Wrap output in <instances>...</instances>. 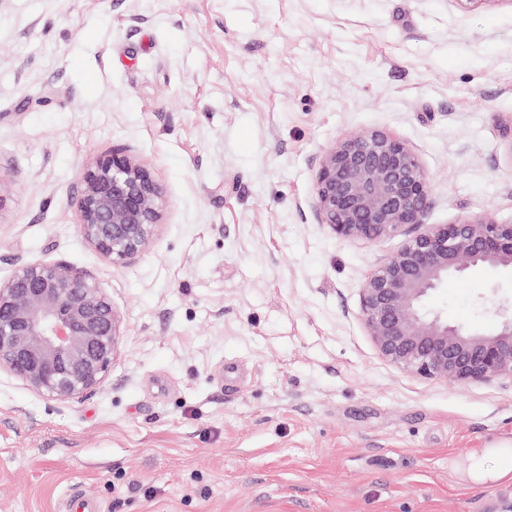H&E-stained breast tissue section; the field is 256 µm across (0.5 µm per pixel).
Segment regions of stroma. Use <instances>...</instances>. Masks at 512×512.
<instances>
[{
	"label": "stroma",
	"instance_id": "obj_1",
	"mask_svg": "<svg viewBox=\"0 0 512 512\" xmlns=\"http://www.w3.org/2000/svg\"><path fill=\"white\" fill-rule=\"evenodd\" d=\"M379 130L429 174L431 224H512V0H0V278L93 275L125 317L101 385L48 401L0 370V512H512L466 483L512 440V384L381 358L360 291L401 238L320 224L333 141ZM139 157L165 209L123 265L84 240L81 168ZM512 272L426 300L494 327Z\"/></svg>",
	"mask_w": 512,
	"mask_h": 512
}]
</instances>
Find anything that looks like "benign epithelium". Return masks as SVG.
Wrapping results in <instances>:
<instances>
[{"mask_svg":"<svg viewBox=\"0 0 512 512\" xmlns=\"http://www.w3.org/2000/svg\"><path fill=\"white\" fill-rule=\"evenodd\" d=\"M77 203L87 243L122 265L148 251L163 211L161 188L141 160L112 153L81 169ZM429 177L405 143L378 130L332 142L314 183L320 223L340 237H403L369 275L360 318L378 353L397 367L452 384H512V305L481 297L497 318L483 332L448 324L426 297L467 273L512 270V224L465 219L428 224ZM124 315L98 281L72 267L21 261L0 279V370L57 403L98 387L120 352Z\"/></svg>","mask_w":512,"mask_h":512,"instance_id":"1","label":"benign epithelium"}]
</instances>
